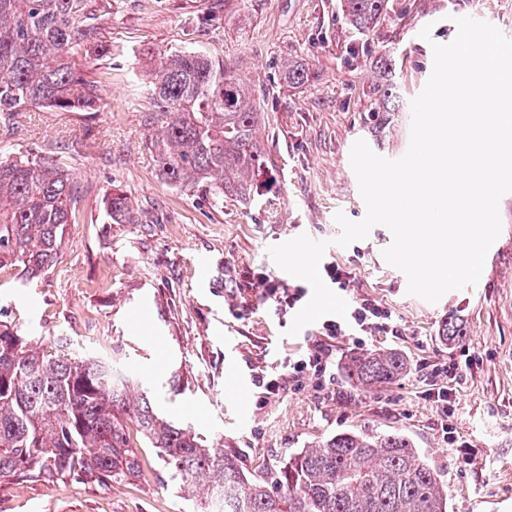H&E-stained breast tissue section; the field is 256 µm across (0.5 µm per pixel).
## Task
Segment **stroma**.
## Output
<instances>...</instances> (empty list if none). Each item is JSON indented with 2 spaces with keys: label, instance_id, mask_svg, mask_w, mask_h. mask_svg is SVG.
<instances>
[{
  "label": "stroma",
  "instance_id": "1",
  "mask_svg": "<svg viewBox=\"0 0 512 512\" xmlns=\"http://www.w3.org/2000/svg\"><path fill=\"white\" fill-rule=\"evenodd\" d=\"M474 13L512 38V0H389L363 34L346 25L340 0H112L99 20L112 53L92 70L99 110L29 107L0 120V156L67 165L80 197L43 277L29 283L19 268L0 269V317L34 342L49 336L79 355L118 353L154 386L161 414L190 426L206 447L238 452L246 466L342 431L398 430L441 471L448 512H512V193L499 201L500 247L489 250L479 285L437 303L408 294L405 274L386 262L385 226L332 254L351 274L343 299L373 298L400 325V336L367 338L368 348H395L411 362L383 389L358 392L340 369L326 388L307 374L262 399L257 376L307 352L316 327L288 335L291 317L260 289L241 286L244 275L261 273L295 284L269 246L302 234L331 241L340 234L336 213L364 217L354 143L391 160L407 152L410 103L432 73V46L450 43L456 18ZM180 50L237 65L260 100L268 168L249 202L228 198L215 208L158 175L156 132L143 118L146 74L159 55ZM384 52L402 104L380 122L369 109ZM293 62L310 70L304 85L283 79ZM115 189L138 223L106 222L103 201ZM446 322L460 325L463 338L444 340ZM432 364L448 368L446 420L427 395ZM175 373L182 390L173 397L166 383ZM139 455L140 474L108 487L0 479V512H189L188 490L161 484L153 450Z\"/></svg>",
  "mask_w": 512,
  "mask_h": 512
}]
</instances>
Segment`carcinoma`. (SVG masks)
<instances>
[{"mask_svg": "<svg viewBox=\"0 0 512 512\" xmlns=\"http://www.w3.org/2000/svg\"><path fill=\"white\" fill-rule=\"evenodd\" d=\"M347 25L370 28L387 0H343ZM103 7L96 0H0V119L29 106L96 112L98 86L78 68L82 52L112 53L97 38ZM289 85L309 80L291 64ZM371 117L399 109L392 66L373 89ZM147 121L160 128L151 141L160 177L203 197L246 201L267 168L256 130L264 121L252 88L235 70L195 52L160 58L149 72ZM78 204L69 169L37 158L0 160V268H21L29 280L58 256ZM110 224H137L126 195L104 201ZM397 350L355 352L348 382L363 391L405 375ZM133 377L107 356L79 357L35 346L0 320V479H93L122 484L137 476L140 457L132 425L155 450L162 481L195 489L193 512H448L440 472L399 431H344L247 469L230 450L202 446L191 430L161 415L152 396L131 395Z\"/></svg>", "mask_w": 512, "mask_h": 512, "instance_id": "1", "label": "carcinoma"}]
</instances>
